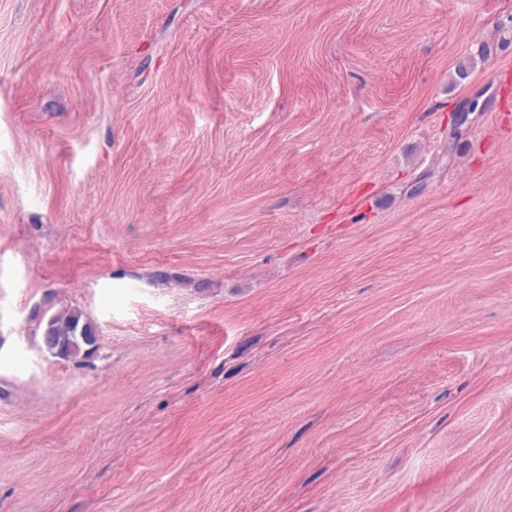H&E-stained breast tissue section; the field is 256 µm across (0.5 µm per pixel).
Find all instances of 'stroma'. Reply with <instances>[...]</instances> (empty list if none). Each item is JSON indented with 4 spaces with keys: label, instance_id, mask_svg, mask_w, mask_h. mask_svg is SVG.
Listing matches in <instances>:
<instances>
[{
    "label": "stroma",
    "instance_id": "35a3bbf8",
    "mask_svg": "<svg viewBox=\"0 0 512 512\" xmlns=\"http://www.w3.org/2000/svg\"><path fill=\"white\" fill-rule=\"evenodd\" d=\"M509 23L0 0V512H512ZM41 338L46 352L65 361L81 362L99 349L98 328L79 308L50 315L42 325Z\"/></svg>",
    "mask_w": 512,
    "mask_h": 512
}]
</instances>
